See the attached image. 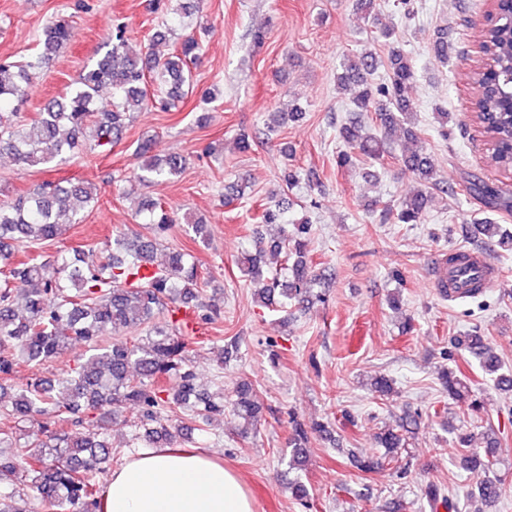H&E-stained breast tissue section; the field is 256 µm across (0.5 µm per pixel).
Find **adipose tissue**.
I'll list each match as a JSON object with an SVG mask.
<instances>
[{"mask_svg":"<svg viewBox=\"0 0 512 512\" xmlns=\"http://www.w3.org/2000/svg\"><path fill=\"white\" fill-rule=\"evenodd\" d=\"M99 512H253L239 477L199 452L159 448L113 469Z\"/></svg>","mask_w":512,"mask_h":512,"instance_id":"1","label":"adipose tissue"}]
</instances>
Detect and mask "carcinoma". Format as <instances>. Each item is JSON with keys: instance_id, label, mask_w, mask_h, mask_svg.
Masks as SVG:
<instances>
[{"instance_id": "1", "label": "carcinoma", "mask_w": 512, "mask_h": 512, "mask_svg": "<svg viewBox=\"0 0 512 512\" xmlns=\"http://www.w3.org/2000/svg\"><path fill=\"white\" fill-rule=\"evenodd\" d=\"M72 37L68 20L58 17L45 27L43 50L22 61L0 62V151H8L21 166L46 165L74 152L90 141L97 148L110 147L121 140L128 112L164 94L160 105L171 109L185 99L184 87L190 86L192 68L201 59V44L194 32L165 56L153 53L131 58L126 51L127 26L112 24V48L79 78L63 101H52L33 117L20 112L25 92L49 70L57 49ZM484 64L471 72L469 79L477 91L473 102L480 112L482 126L492 136L488 149L491 165L512 169V104L503 82L502 70L512 60V0H501L496 15L480 34ZM387 69L389 80L375 82L379 68ZM415 78L411 60L394 50L383 61L371 52L344 59L336 80L352 90L353 111L374 114L383 135L370 133L364 124L342 126L339 136L346 149L337 156V164L347 166L363 155L377 159L386 149L385 135L396 127L404 128L407 141L400 161L413 174L421 188L388 206L400 224L421 223L437 179L413 129V104L407 90ZM112 89V100L98 98L103 86ZM153 140L145 138L137 146L143 159L139 179L145 183L180 172L185 160L170 155L164 162L151 160ZM466 192L495 211L512 213V190L484 180H474ZM90 201L97 189L84 184L42 185L10 202H0V263L5 268L0 288V484L28 486L42 501L58 512H98V475L112 462V444L105 431L121 408L134 404L142 409V422L152 447L170 446V415L182 420L207 422L210 414L224 410V398L202 392L195 384V372L187 356L186 343L179 336L181 308L198 297L200 277L192 256L172 251L165 260L153 262L168 225L176 222L174 212L165 203L149 199L140 213L142 225L150 237L116 238L111 255L98 265H79L68 254L51 260L39 252L42 246L59 239L77 221V208L70 198ZM290 208L288 197L271 199L259 216L262 224H278ZM487 237L497 239L504 250L512 249V234L494 222L483 224ZM308 223L297 228V235H284L270 243L277 255H284L286 276L268 277L257 258L247 259L245 272L262 282L258 288L261 302L281 308L292 301L310 297L316 274L307 261ZM19 242L25 257L14 261L10 243ZM153 269L151 277L141 270ZM29 285L23 309L13 302L9 280ZM167 313L166 325L156 318ZM144 330L145 338L130 344L123 333ZM88 344L90 355L53 379L38 378L26 387L14 390L6 376L21 363H43L63 357L71 342ZM454 348L468 351L480 359L482 370L505 381L503 364L478 336H460ZM164 377L177 379V386L163 391ZM448 395L463 398L467 383L455 371L445 374ZM231 412L248 423L256 419L260 407L252 386L242 381L230 402ZM41 421L43 438L24 440L17 424ZM471 435L459 437V446L471 453L466 463L479 473L477 492L470 493L466 506L497 499L504 487L495 471L494 448L480 457L472 447ZM308 432L300 424L293 426L288 439L292 460L299 459ZM385 448L383 459H359L352 456L358 470L368 473L398 462V449L405 446L404 435L389 430L379 437ZM432 510L443 506L448 512H461L446 490L432 484L426 490Z\"/></svg>"}]
</instances>
